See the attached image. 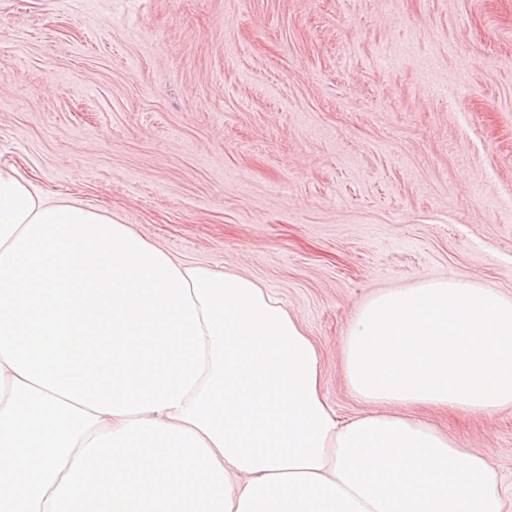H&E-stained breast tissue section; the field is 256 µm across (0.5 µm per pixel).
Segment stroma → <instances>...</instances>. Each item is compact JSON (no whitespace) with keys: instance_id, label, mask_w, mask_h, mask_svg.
I'll use <instances>...</instances> for the list:
<instances>
[{"instance_id":"1","label":"stroma","mask_w":512,"mask_h":512,"mask_svg":"<svg viewBox=\"0 0 512 512\" xmlns=\"http://www.w3.org/2000/svg\"><path fill=\"white\" fill-rule=\"evenodd\" d=\"M0 163L172 256L246 275L314 342L452 277L512 300V0H0ZM487 456L512 406L412 407Z\"/></svg>"}]
</instances>
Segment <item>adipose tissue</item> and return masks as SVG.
<instances>
[{
	"instance_id": "1",
	"label": "adipose tissue",
	"mask_w": 512,
	"mask_h": 512,
	"mask_svg": "<svg viewBox=\"0 0 512 512\" xmlns=\"http://www.w3.org/2000/svg\"><path fill=\"white\" fill-rule=\"evenodd\" d=\"M249 277L189 263L0 164V512H504L499 473L408 406H512V301L387 290L342 344Z\"/></svg>"
}]
</instances>
